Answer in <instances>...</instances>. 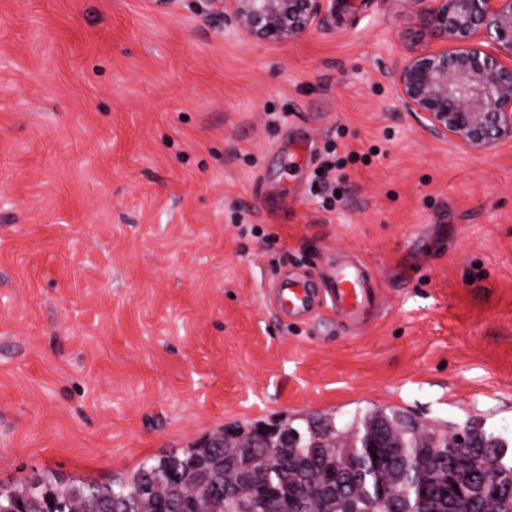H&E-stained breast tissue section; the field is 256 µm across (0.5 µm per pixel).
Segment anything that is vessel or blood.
<instances>
[{
	"instance_id": "obj_1",
	"label": "vessel or blood",
	"mask_w": 512,
	"mask_h": 512,
	"mask_svg": "<svg viewBox=\"0 0 512 512\" xmlns=\"http://www.w3.org/2000/svg\"><path fill=\"white\" fill-rule=\"evenodd\" d=\"M378 294V282L350 263L333 267L316 289L294 273L274 277L269 287L271 307L284 317L306 320L327 312L358 332L370 322Z\"/></svg>"
}]
</instances>
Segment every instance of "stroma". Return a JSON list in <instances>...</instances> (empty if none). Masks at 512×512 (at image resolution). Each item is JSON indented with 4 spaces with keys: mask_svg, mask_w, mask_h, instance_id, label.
I'll list each match as a JSON object with an SVG mask.
<instances>
[{
    "mask_svg": "<svg viewBox=\"0 0 512 512\" xmlns=\"http://www.w3.org/2000/svg\"><path fill=\"white\" fill-rule=\"evenodd\" d=\"M432 44L408 0L280 45L191 0H0L1 484L373 409L512 445V141L465 152L402 109L392 71ZM355 258L363 334L269 308L279 272Z\"/></svg>",
    "mask_w": 512,
    "mask_h": 512,
    "instance_id": "1",
    "label": "stroma"
}]
</instances>
